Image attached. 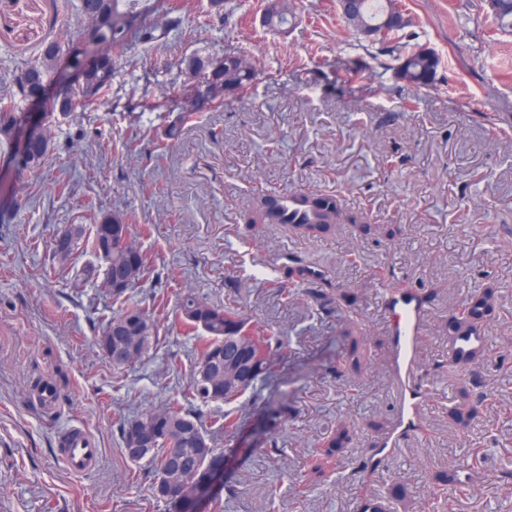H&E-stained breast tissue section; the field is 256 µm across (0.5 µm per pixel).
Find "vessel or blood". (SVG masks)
Listing matches in <instances>:
<instances>
[{"label": "vessel or blood", "mask_w": 512, "mask_h": 512, "mask_svg": "<svg viewBox=\"0 0 512 512\" xmlns=\"http://www.w3.org/2000/svg\"><path fill=\"white\" fill-rule=\"evenodd\" d=\"M390 333L393 337L392 376L398 392V408L393 429L377 442L380 452H388L415 432L421 413L422 392L413 381L417 368L416 349L423 334L426 309L414 294L404 293L388 302ZM57 452L69 470L77 475L92 471L99 460V449L82 426L65 428Z\"/></svg>", "instance_id": "vessel-or-blood-1"}]
</instances>
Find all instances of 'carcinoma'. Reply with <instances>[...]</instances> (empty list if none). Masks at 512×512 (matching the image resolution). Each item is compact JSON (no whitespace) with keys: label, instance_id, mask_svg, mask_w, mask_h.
<instances>
[{"label":"carcinoma","instance_id":"1","mask_svg":"<svg viewBox=\"0 0 512 512\" xmlns=\"http://www.w3.org/2000/svg\"><path fill=\"white\" fill-rule=\"evenodd\" d=\"M265 14L267 24L274 28H286L295 19L291 0H266ZM396 0H357V10L363 24L368 28L381 29L382 22L393 11ZM496 10L492 16L505 31H512V0H495ZM79 26L88 30L93 26L97 34L94 45L97 50L89 54L81 48V42H67L62 45L56 41L46 43L38 57L22 64L21 71L27 73L28 82L15 83L14 89L0 94V147L12 146L14 129L20 120L23 104L41 98L46 83L51 79L63 58H68L70 66L78 73V82L71 85L65 93L53 99L46 113L47 126L55 131L57 123L71 117L76 112L103 99L112 90V78L116 56L121 55L131 44L154 47L162 44L172 30L182 23L180 5L174 0H76L73 4ZM409 27V20L400 16V22L391 25L383 35L372 40L385 46V51L399 63L396 77L410 85L421 88L431 85L429 77L437 74L439 60L435 52L419 43L399 41L389 45L391 36ZM249 58L244 50L224 53L222 66L214 68L215 60L204 59L198 55L182 60L185 71L197 79V96L211 103L224 104V89L240 93L247 89L255 78V71L243 68L240 62ZM184 118L170 122L158 130L156 137L160 141H176L182 135ZM53 139L35 142L28 151L25 166L40 168L49 153ZM134 217L122 210L99 212L94 218L91 242L85 240V229L81 224L72 225L70 249L65 254L52 251L53 271L66 272L75 255L85 246L103 262V278L100 281L104 293L119 302L128 291L141 285L153 273L152 257L143 254L137 269L127 268L124 259V247L115 244L107 249L100 234V225H130ZM255 224H286L289 230L302 236H310L332 224H347L353 234L360 237L380 235L393 237L394 230L370 223L359 211L343 207L337 196L321 192L299 194L293 211L279 206L277 200L266 202V198L257 199L246 217V227ZM286 275L297 290L312 304L318 314L325 318H334L342 328V336L350 342L345 363L359 369L361 367L359 347L364 338L357 319L358 297L345 291L336 294L332 285L319 277L310 266L299 258L289 259L284 265ZM125 277V287L113 288L116 275ZM497 288L489 284L480 292L469 295L450 316L448 336L463 338L486 330L498 306ZM179 311L186 332L198 338V360L189 377L188 392L194 400L203 404L222 403L224 413L216 416L213 426L224 431L227 437L233 436L240 420V399L247 393L259 394V391L273 373L280 359L284 342L280 335L269 333L265 336L255 334L247 318L228 308L210 304L206 299L192 293L183 295ZM119 328L121 332L112 334V349H125L131 357V363L143 359L154 345L157 336L155 310L150 307L128 308L112 316L103 327ZM486 360L484 353L452 354L448 366L460 373H470ZM212 366L223 371V378L208 387L199 379L200 368ZM484 400V392L478 380L471 386L460 390L448 417L461 430L468 428L477 418ZM292 411L286 402L280 403L267 417L269 427L277 431L288 421ZM157 416H166L174 426L175 443L164 438L155 440L153 446L144 454L129 459L135 463H144L153 476L150 492L154 499L161 500L162 487L170 483L190 486L187 495L174 501L179 512H193L199 500L210 493L211 468L208 458L215 453L211 447L207 432L201 420L184 410L173 400L159 407L126 419L120 428L122 450L129 448L130 439L126 434V425L133 421L147 424ZM351 426L344 422L336 424V431L323 444L309 472V482L325 483L332 472L330 460L344 449L351 440ZM189 465V470L176 472L170 469V453ZM436 480L448 484L468 485L473 482V474L465 469H448L436 475Z\"/></svg>","mask_w":512,"mask_h":512}]
</instances>
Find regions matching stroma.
Returning a JSON list of instances; mask_svg holds the SVG:
<instances>
[{
    "label": "stroma",
    "mask_w": 512,
    "mask_h": 512,
    "mask_svg": "<svg viewBox=\"0 0 512 512\" xmlns=\"http://www.w3.org/2000/svg\"><path fill=\"white\" fill-rule=\"evenodd\" d=\"M184 23L152 49L120 57L107 100L61 121L37 171L0 158V512H176L150 498L147 466L120 449V426L133 413L176 400L202 422L217 404L187 393L196 341L167 322L148 356L115 369L96 338L117 306L94 282L50 270L56 235L81 223L93 200L103 211L130 210L132 235L157 259V275L127 294L175 307L188 292L237 309L279 330L284 357L255 402H247L233 440L215 435L224 471L197 512H212L225 484L239 495L222 512H357L361 498L389 500L391 512H512V31L484 0H399L418 42L434 49V83L396 78L391 57L359 40L336 0H295L286 32L263 27L265 0H178ZM74 0H0V92L45 41L76 35ZM245 48L256 69L250 88L187 123L169 150L123 143L141 126L177 118L192 87L182 57L219 58ZM67 177L58 192L54 181ZM337 195L394 238H357L343 224L309 237L279 224L244 232L261 194ZM297 254L334 287L360 296L368 358L337 380L343 346L335 319L289 299L279 271ZM394 274L401 287L429 289L418 376L425 395L417 433L382 465L355 472L394 420L389 321L374 282ZM494 283L499 305L486 328L487 361L477 374L487 397L459 430L448 407L466 377L447 370L448 318L467 295ZM57 391L53 410L33 398L38 383ZM293 415L278 433L280 453L264 446L270 404ZM352 438L327 483L304 479L337 421ZM73 423L101 450L98 468L70 472L56 448ZM463 468L470 486L435 483ZM403 486L406 502L393 500Z\"/></svg>",
    "instance_id": "1"
}]
</instances>
